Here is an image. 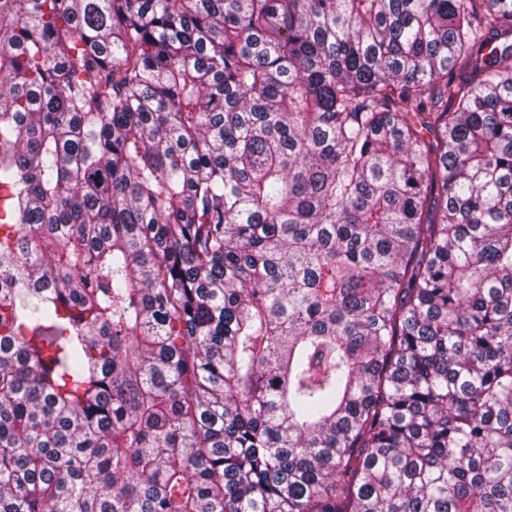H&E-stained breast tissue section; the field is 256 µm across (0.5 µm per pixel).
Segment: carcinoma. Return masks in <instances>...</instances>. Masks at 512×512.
<instances>
[{
  "mask_svg": "<svg viewBox=\"0 0 512 512\" xmlns=\"http://www.w3.org/2000/svg\"><path fill=\"white\" fill-rule=\"evenodd\" d=\"M2 189L0 512H512V0H0Z\"/></svg>",
  "mask_w": 512,
  "mask_h": 512,
  "instance_id": "1",
  "label": "carcinoma"
}]
</instances>
